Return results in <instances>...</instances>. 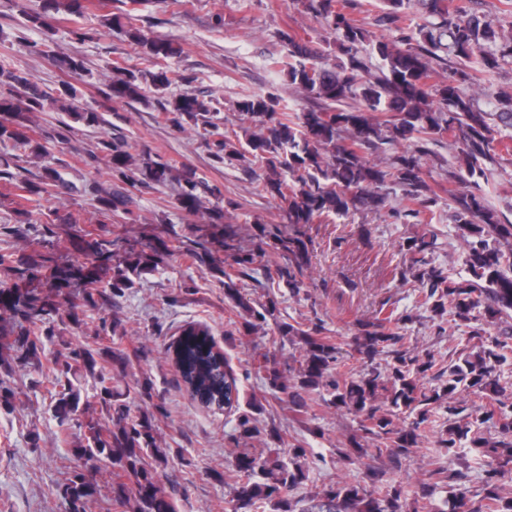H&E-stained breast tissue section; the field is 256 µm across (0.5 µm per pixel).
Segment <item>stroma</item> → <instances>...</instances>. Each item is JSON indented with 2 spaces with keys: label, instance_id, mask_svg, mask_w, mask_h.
<instances>
[{
  "label": "stroma",
  "instance_id": "35a3bbf8",
  "mask_svg": "<svg viewBox=\"0 0 512 512\" xmlns=\"http://www.w3.org/2000/svg\"><path fill=\"white\" fill-rule=\"evenodd\" d=\"M95 2L96 9L81 17L61 12L48 18L54 54L77 56L84 62V71L76 75L59 68L52 56L31 49L41 42L43 31L31 26L26 14L38 8L40 0H0V64L29 73L49 91L66 83L75 85L81 103L105 119L101 126L88 127L50 106L30 116L28 134L44 145L41 156H33L30 148L0 142V157L15 160L10 176H0V254L25 253L29 241L42 236L52 241L60 261L69 262L76 258L70 244L76 231L102 224L110 229L121 253L160 240L168 244L170 253L158 269L143 276L124 296L110 300L105 309L81 306L75 294L60 301L56 326L61 341L129 354V367L112 381L120 390L132 391L139 380L151 378L152 400H135L131 406L133 412L155 416L157 444L168 454L161 485L175 497L179 512H230L243 478L234 467L237 456L247 452L263 461H285L296 446L307 450L302 465L308 478L289 491L294 500L339 481L372 476L382 490L402 485L410 512H446L454 483L436 485L429 497L421 493L422 484L432 481V472L440 465L463 471L469 490L479 491L485 472L476 451L459 458L438 444L448 430L445 406H432L415 454L396 457L379 452L375 440L366 441L357 453L350 440L358 420L350 411L317 394L307 410L296 411L266 380L267 369L283 367L301 354L299 346L280 336L277 325L281 322L321 326L323 335L343 347L338 372L358 376L366 362L354 351L353 340L361 324L377 317L384 305L395 315L405 316L406 348L434 357L435 368L422 378V386L442 385L438 372L466 348L467 330L456 327L451 315L436 317L421 306L417 284L403 281L400 272L410 263L406 239L430 229L436 238L428 255L431 264L453 277L464 274L466 246L453 220L449 196H441L428 226L400 218L410 202L397 189L388 190L386 206L379 212L358 210L294 225L278 199L264 191L247 169L237 163L214 164L203 129L175 127L157 102L158 92L147 90L144 98L130 104L106 95L114 63H140L123 34L107 24L108 18L127 14L135 27L181 47V55L166 59L162 66L182 72L189 81L171 86L170 95L217 98L219 110L213 113V122L244 143L255 131L254 124L234 110L244 96L273 94L291 113L308 105L286 74L270 68L271 57L284 52L283 34L312 37L323 53V64L331 66L336 62L334 31L296 0ZM77 28L85 32L84 40L75 39ZM67 124L71 133L58 141V131ZM106 140L124 143L136 156L149 154L194 169L205 182L199 191L205 210L194 214L181 210L176 204L178 185L167 183L137 191L132 215L104 211L97 194L89 192V184L109 192L122 183L102 146ZM421 166L431 186L460 189L461 168L452 138L432 145L422 156ZM48 168L59 177L54 194H32L26 202H18L17 184ZM488 178L491 204L501 219L512 220V151L497 149L494 162L488 165ZM214 206L223 209L225 223L236 229V247L251 248L260 226L279 224L287 236L302 239L309 248L310 264L300 292H293L276 274L275 265L288 262L278 249H268L249 275L236 277L237 287L253 305H276L274 319L247 335L238 331L241 310L225 296L223 275L199 265L193 257L198 241L212 233L206 211ZM70 210L80 212V223H59L57 214ZM105 314L121 319L116 335L100 334L99 319ZM191 322L209 327L237 379L239 400L232 411L210 410L195 402L166 353L180 328ZM18 329L12 314L0 308V380L14 393L12 410L0 409V512H64L59 488L75 470L83 472L95 489L86 512H132L131 507L119 508L112 502L111 467L76 454L82 429L58 426L53 417V358L59 343L47 344L38 365L11 367L13 353L3 341ZM245 415L257 420L263 429L260 436L241 437L237 424Z\"/></svg>",
  "mask_w": 512,
  "mask_h": 512
}]
</instances>
